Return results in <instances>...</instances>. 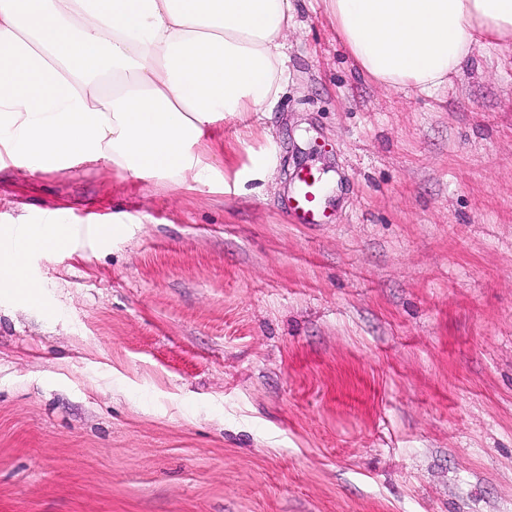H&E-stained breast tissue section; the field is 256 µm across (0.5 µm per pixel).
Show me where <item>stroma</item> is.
Masks as SVG:
<instances>
[{"label": "stroma", "mask_w": 512, "mask_h": 512, "mask_svg": "<svg viewBox=\"0 0 512 512\" xmlns=\"http://www.w3.org/2000/svg\"><path fill=\"white\" fill-rule=\"evenodd\" d=\"M297 20L223 192L0 176V225L127 228L0 298V512H512V46L405 94ZM302 165L332 223H290Z\"/></svg>", "instance_id": "obj_1"}]
</instances>
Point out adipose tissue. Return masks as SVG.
<instances>
[{
    "mask_svg": "<svg viewBox=\"0 0 512 512\" xmlns=\"http://www.w3.org/2000/svg\"><path fill=\"white\" fill-rule=\"evenodd\" d=\"M367 79L433 93L475 45L512 41V0H324ZM295 0H0V172L93 162L175 190L215 183L231 119L274 106ZM125 233L123 223L0 225V296L39 305L32 254Z\"/></svg>",
    "mask_w": 512,
    "mask_h": 512,
    "instance_id": "ef3b65f1",
    "label": "adipose tissue"
}]
</instances>
